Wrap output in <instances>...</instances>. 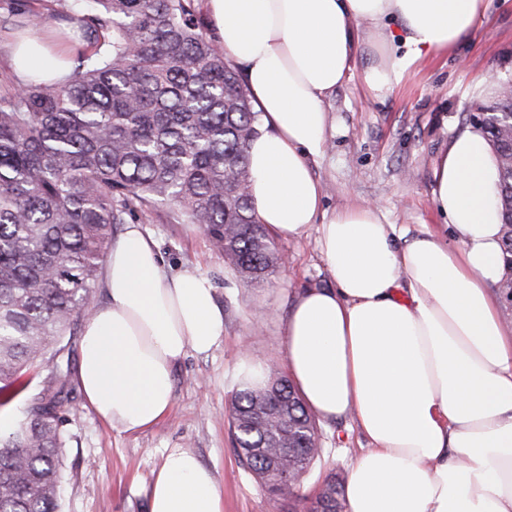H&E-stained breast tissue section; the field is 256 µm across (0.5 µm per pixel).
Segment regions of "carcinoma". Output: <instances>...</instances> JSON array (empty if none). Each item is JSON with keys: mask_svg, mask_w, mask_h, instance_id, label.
I'll return each instance as SVG.
<instances>
[{"mask_svg": "<svg viewBox=\"0 0 512 512\" xmlns=\"http://www.w3.org/2000/svg\"><path fill=\"white\" fill-rule=\"evenodd\" d=\"M5 0L0 35L53 19L77 26L67 74L41 75L0 95V408L15 382L52 365L49 386L0 432V512H60L65 336L90 314L115 224L170 206L196 224L248 285L281 256L256 218L248 146L258 113L209 35L195 0ZM503 216V277L512 282V164L494 152ZM243 374L230 404L236 446L288 453L304 475L319 457L316 422L286 377ZM261 478L267 458L239 454ZM341 483L316 497L341 512Z\"/></svg>", "mask_w": 512, "mask_h": 512, "instance_id": "1", "label": "carcinoma"}]
</instances>
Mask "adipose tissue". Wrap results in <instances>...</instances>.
<instances>
[{
	"mask_svg": "<svg viewBox=\"0 0 512 512\" xmlns=\"http://www.w3.org/2000/svg\"><path fill=\"white\" fill-rule=\"evenodd\" d=\"M225 59L241 69L261 132L249 192L270 236L316 230L330 288L299 293L285 326L286 371L307 408L352 419L369 441L344 485L345 512H512V336L488 287L502 277L494 155L456 136L432 168L455 243L386 223L365 203L332 213L312 165L325 101L355 68L369 23L385 53L364 81L385 95L416 62L448 51L484 0H206ZM107 302L83 322L78 383L105 424L134 434L171 410L187 351H211L224 313L196 269L166 274L157 245L126 225L109 250ZM149 512H224L212 472L166 449Z\"/></svg>",
	"mask_w": 512,
	"mask_h": 512,
	"instance_id": "1",
	"label": "adipose tissue"
}]
</instances>
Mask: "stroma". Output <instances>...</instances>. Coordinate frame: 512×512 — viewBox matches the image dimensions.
<instances>
[{
    "mask_svg": "<svg viewBox=\"0 0 512 512\" xmlns=\"http://www.w3.org/2000/svg\"><path fill=\"white\" fill-rule=\"evenodd\" d=\"M378 53L363 43L358 67L327 100L330 135L313 167L326 211L377 204L387 223L446 235L433 203L431 168L454 136L470 131L471 105L493 78H512V0H488L478 25L448 52L413 66L385 96L366 88L362 70ZM157 241L164 268H194L210 278L224 310V338L209 353L187 351L173 375V406L152 428L118 432L86 406L77 379L63 407L61 512H148L143 488L169 448L194 453L212 471L224 512H293L291 499L271 498L244 471L234 447L228 405L243 365L285 361L284 330L294 296L330 288L334 280L317 249V233L277 237L286 259L268 285L247 286L194 224L141 219ZM320 457L301 484L315 497L347 468L368 441L351 419L318 421Z\"/></svg>",
    "mask_w": 512,
    "mask_h": 512,
    "instance_id": "1",
    "label": "stroma"
}]
</instances>
